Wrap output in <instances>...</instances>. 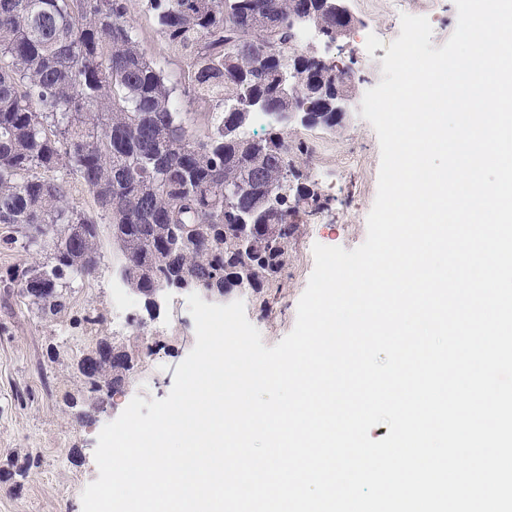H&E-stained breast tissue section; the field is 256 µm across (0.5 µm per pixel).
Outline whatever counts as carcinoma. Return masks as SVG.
<instances>
[{"instance_id":"1","label":"carcinoma","mask_w":512,"mask_h":512,"mask_svg":"<svg viewBox=\"0 0 512 512\" xmlns=\"http://www.w3.org/2000/svg\"><path fill=\"white\" fill-rule=\"evenodd\" d=\"M315 24L347 31L324 0H148L159 33L187 61V94L215 102L202 138L163 69L126 24L128 0H0V247L42 251L4 287L36 279L31 300L56 320L74 284L101 264L99 220L119 224L120 269L153 307L154 289L262 288L288 261L300 205L317 193L274 115L297 105L308 126L334 129L328 103L349 75L294 45L302 5ZM270 132H250L255 116ZM96 211L70 205V179ZM112 360L84 378L89 393L125 384L142 351L112 343Z\"/></svg>"}]
</instances>
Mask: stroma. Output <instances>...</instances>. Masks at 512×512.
<instances>
[{"mask_svg": "<svg viewBox=\"0 0 512 512\" xmlns=\"http://www.w3.org/2000/svg\"><path fill=\"white\" fill-rule=\"evenodd\" d=\"M405 2L404 10L397 11L390 0H347L354 22L330 55L350 75L355 97L351 110L333 130L298 122L285 130L289 145L305 148L294 161L322 207L300 216L278 284L231 294L243 301L265 347L276 345L295 326L297 304L314 267L313 245L350 251L366 239L381 153L374 128L361 116V99L381 80L382 60L400 34L401 13L428 18L436 49L456 27L453 0ZM128 5L126 22L138 33L147 57L163 68L176 96L182 97L190 134L206 135L210 106L185 97L184 60L158 32L145 0H129ZM100 253L96 277L76 285L66 315L57 320L39 318L16 289L0 285V512H82V491L99 477L94 450L103 426L116 419L133 397L165 398L177 365L195 344L186 292L168 290L160 308L152 312L138 295L133 296L130 311H113L119 256L105 221L100 224ZM138 335L152 344V354L139 361L120 389L88 393L76 368L77 354L102 336L131 341ZM28 456L33 465L22 483H14L9 471Z\"/></svg>", "mask_w": 512, "mask_h": 512, "instance_id": "35a3bbf8", "label": "stroma"}]
</instances>
